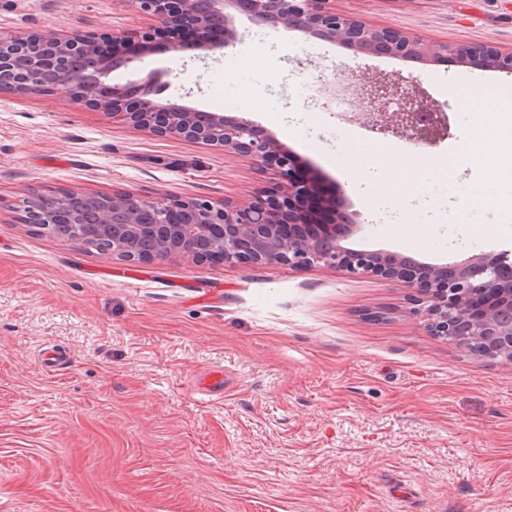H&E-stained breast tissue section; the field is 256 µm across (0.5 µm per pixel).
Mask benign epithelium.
Returning a JSON list of instances; mask_svg holds the SVG:
<instances>
[{
  "label": "benign epithelium",
  "instance_id": "7a95c632",
  "mask_svg": "<svg viewBox=\"0 0 512 512\" xmlns=\"http://www.w3.org/2000/svg\"><path fill=\"white\" fill-rule=\"evenodd\" d=\"M159 23V33L224 26V42L214 46L191 40H170L176 52L224 49L236 41L235 13L240 0H128ZM334 0H248L244 13L256 25L298 31L312 38L340 43L361 53L399 58L442 60L462 57L512 74V49L478 43L435 42L391 26H377L336 10ZM136 42L149 48L152 36L123 35L95 44L73 31L65 35L0 36V93L36 90L34 78L44 70L57 72L56 86L73 99L132 129H148L161 137H178L244 157L253 167L273 175L272 186L259 190L245 205L208 199L157 201L129 193L100 200L99 231L110 241L107 257L130 266L189 256L224 264H282L291 269L314 266L350 274H369L401 281L418 289L427 305L415 310L427 317L435 336H465L479 344L476 357L485 361L512 359V254L506 251L464 256L443 264L386 251L348 248L343 242L361 225L353 215L323 204L314 181L291 150L270 132L242 117L206 112L148 98L159 89L161 73L152 71L142 92L101 83L87 94L69 71L78 58L88 69L106 74L127 62L124 46ZM324 84L358 102V110L342 113L347 122H363L369 131L398 136L415 146H430L447 134L445 113L416 87L388 78L349 82L336 77ZM78 192L55 197L41 207L29 201L52 234L58 223L82 246L85 223L74 207Z\"/></svg>",
  "mask_w": 512,
  "mask_h": 512
}]
</instances>
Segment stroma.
I'll return each mask as SVG.
<instances>
[{"label": "stroma", "instance_id": "obj_1", "mask_svg": "<svg viewBox=\"0 0 512 512\" xmlns=\"http://www.w3.org/2000/svg\"><path fill=\"white\" fill-rule=\"evenodd\" d=\"M377 26L452 44L512 46V0H336ZM235 46L191 58L156 48L108 73L123 85L165 71L162 100L236 106L292 150L359 231L347 245L446 263L512 252V219L471 230L479 188L512 205V164L493 157L455 181L436 162L473 134L471 90L512 74L465 63L356 54L237 16ZM127 0H0V34L100 39L151 31ZM264 49L265 86L247 59ZM390 77L449 117L417 149L324 111L309 75ZM428 166L393 184L382 156ZM358 174L348 186L342 171ZM268 177L245 158L136 132L67 88L0 95V512H512V362L433 336L415 292L372 275L173 256L133 267L24 223L34 192L250 202ZM432 225L424 239L404 225ZM70 359L42 366L46 349ZM220 367L224 395L191 379Z\"/></svg>", "mask_w": 512, "mask_h": 512}]
</instances>
